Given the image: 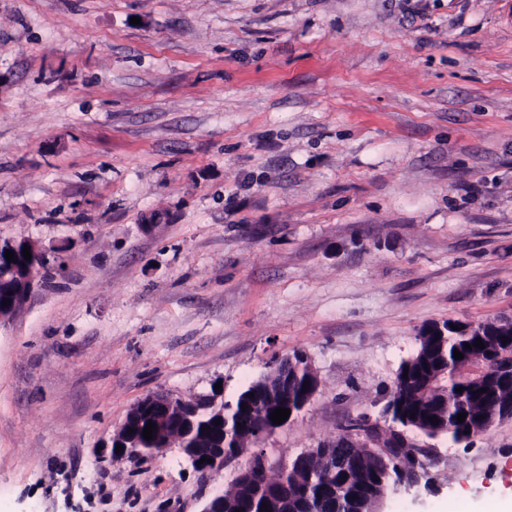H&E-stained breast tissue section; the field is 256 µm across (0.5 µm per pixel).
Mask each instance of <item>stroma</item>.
Returning a JSON list of instances; mask_svg holds the SVG:
<instances>
[{"mask_svg":"<svg viewBox=\"0 0 512 512\" xmlns=\"http://www.w3.org/2000/svg\"><path fill=\"white\" fill-rule=\"evenodd\" d=\"M0 236L60 250L0 321V512H199L240 462L116 459L119 423L296 349L271 463L388 432L424 324L512 317V0H0ZM406 437L382 512L512 495V420ZM427 474V464L421 452L413 449L410 457H400L393 460V464H388L386 474L380 478L374 496L361 501L356 512H379V506L383 503L391 485L413 486L420 483Z\"/></svg>","mask_w":512,"mask_h":512,"instance_id":"35a3bbf8","label":"stroma"}]
</instances>
